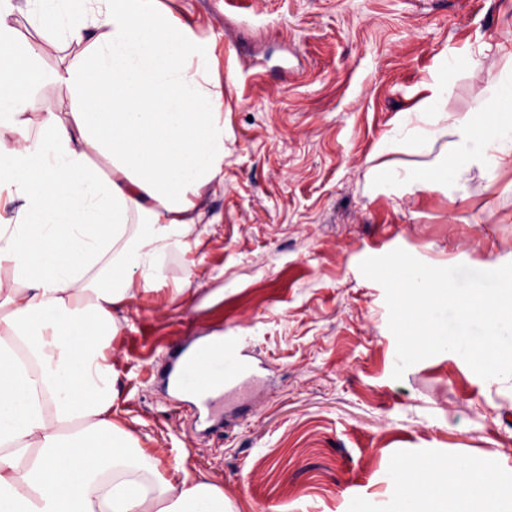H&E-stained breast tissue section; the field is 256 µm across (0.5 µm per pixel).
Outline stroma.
<instances>
[{"mask_svg":"<svg viewBox=\"0 0 512 512\" xmlns=\"http://www.w3.org/2000/svg\"><path fill=\"white\" fill-rule=\"evenodd\" d=\"M224 47V181L201 245L138 295L113 341L112 418L173 476H204L233 512H383L395 468L512 484V377L443 352L392 376L383 287L362 260L401 248L435 267L512 262V170L471 173L459 202L373 180L382 135L444 53L482 82L512 46V0H176ZM480 81V82H481ZM191 286L176 292V282ZM266 365L265 387L199 438L157 386L164 352L214 329Z\"/></svg>","mask_w":512,"mask_h":512,"instance_id":"35a3bbf8","label":"stroma"}]
</instances>
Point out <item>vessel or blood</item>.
I'll return each mask as SVG.
<instances>
[{
  "label": "vessel or blood",
  "instance_id": "1",
  "mask_svg": "<svg viewBox=\"0 0 512 512\" xmlns=\"http://www.w3.org/2000/svg\"><path fill=\"white\" fill-rule=\"evenodd\" d=\"M162 379L173 395L194 406L197 421L208 428L224 405L243 394L257 376L239 337L212 336L173 345Z\"/></svg>",
  "mask_w": 512,
  "mask_h": 512
}]
</instances>
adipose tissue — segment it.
Returning a JSON list of instances; mask_svg holds the SVG:
<instances>
[{"label":"adipose tissue","mask_w":512,"mask_h":512,"mask_svg":"<svg viewBox=\"0 0 512 512\" xmlns=\"http://www.w3.org/2000/svg\"><path fill=\"white\" fill-rule=\"evenodd\" d=\"M32 35H23L20 20ZM224 54L213 32L165 0H0V512H227L190 471L166 477L112 418V339L136 291L166 279L167 255L198 247L207 189L224 179ZM497 82L448 126L453 80L481 72L441 55L384 135L378 180L456 200L468 174L512 169V51ZM58 86L57 106L39 91ZM448 135L432 168L396 161ZM396 512H494L512 485L458 492L396 470Z\"/></svg>","instance_id":"ef3b65f1"}]
</instances>
